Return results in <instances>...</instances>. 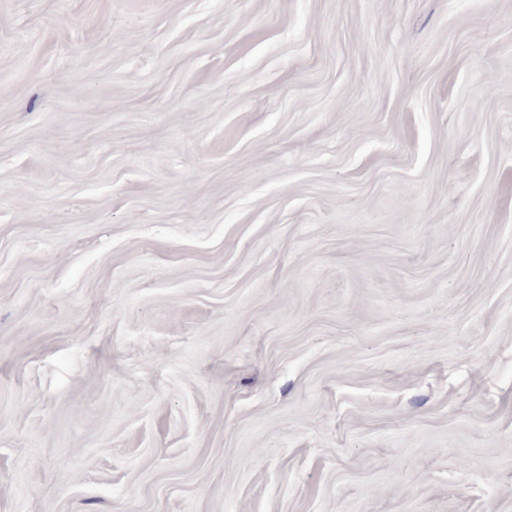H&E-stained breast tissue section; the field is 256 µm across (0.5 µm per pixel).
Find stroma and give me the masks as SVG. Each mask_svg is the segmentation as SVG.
I'll use <instances>...</instances> for the list:
<instances>
[{
    "instance_id": "stroma-1",
    "label": "stroma",
    "mask_w": 512,
    "mask_h": 512,
    "mask_svg": "<svg viewBox=\"0 0 512 512\" xmlns=\"http://www.w3.org/2000/svg\"><path fill=\"white\" fill-rule=\"evenodd\" d=\"M0 512H512V0H0Z\"/></svg>"
}]
</instances>
